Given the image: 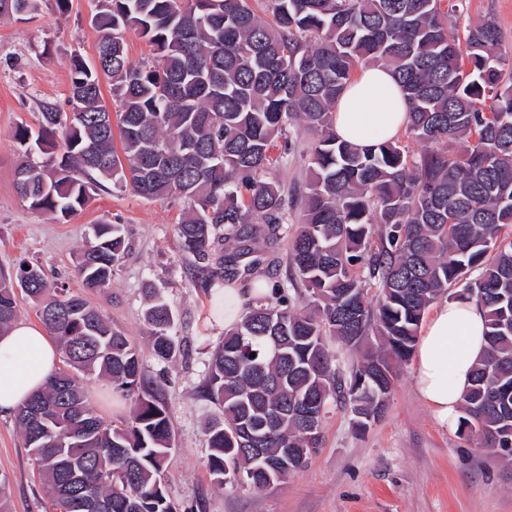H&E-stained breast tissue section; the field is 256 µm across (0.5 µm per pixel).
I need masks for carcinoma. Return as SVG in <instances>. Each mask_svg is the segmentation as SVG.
<instances>
[{
    "label": "carcinoma",
    "mask_w": 512,
    "mask_h": 512,
    "mask_svg": "<svg viewBox=\"0 0 512 512\" xmlns=\"http://www.w3.org/2000/svg\"><path fill=\"white\" fill-rule=\"evenodd\" d=\"M100 0L97 64L75 57L71 111L15 127V185L35 211L64 220L110 182L145 200L178 198L183 250L198 260L224 242L220 267H198L205 290L264 265L263 242L288 241L290 284L248 304L212 357L200 397L219 415L206 430L213 483L263 490L308 466L331 403L365 432L387 407L432 303L458 285L486 313L459 437L512 462V71L488 20L459 36L463 0ZM41 0H0V17ZM155 47L135 64L125 34ZM359 65L390 69L409 103L407 138L367 146L336 137L334 108ZM115 123H103L101 79ZM317 133L288 223V192L269 170L288 163L290 120ZM62 131V142L55 140ZM279 154H274L275 150ZM39 151L47 158L34 163ZM262 223L255 224L253 218ZM379 243H374L373 237ZM123 227L95 225L76 266L82 287L111 284ZM40 304L64 366L17 411L24 447L58 512H194L169 496V410L139 349L36 265L0 274V331L17 318L14 283ZM294 287L289 293L288 286ZM156 358L180 351L176 316L156 297L145 312ZM363 351L351 368L332 345ZM135 398L125 424L105 421L76 375ZM44 419L33 422L32 410Z\"/></svg>",
    "instance_id": "obj_1"
}]
</instances>
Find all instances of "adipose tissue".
I'll return each instance as SVG.
<instances>
[{
    "instance_id": "obj_1",
    "label": "adipose tissue",
    "mask_w": 512,
    "mask_h": 512,
    "mask_svg": "<svg viewBox=\"0 0 512 512\" xmlns=\"http://www.w3.org/2000/svg\"><path fill=\"white\" fill-rule=\"evenodd\" d=\"M409 122L401 86L384 67H359L336 103L334 127L349 143L394 139ZM485 313L476 301L437 306L418 339L415 391L440 424L458 419L471 373L486 348ZM59 349L41 325L19 321L0 332V416L15 413L59 363Z\"/></svg>"
}]
</instances>
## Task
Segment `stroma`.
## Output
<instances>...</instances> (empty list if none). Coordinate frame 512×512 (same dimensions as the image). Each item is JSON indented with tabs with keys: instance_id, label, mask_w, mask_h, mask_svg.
I'll use <instances>...</instances> for the list:
<instances>
[{
	"instance_id": "stroma-1",
	"label": "stroma",
	"mask_w": 512,
	"mask_h": 512,
	"mask_svg": "<svg viewBox=\"0 0 512 512\" xmlns=\"http://www.w3.org/2000/svg\"><path fill=\"white\" fill-rule=\"evenodd\" d=\"M466 2L463 23L495 19L505 44L512 45V0ZM98 9V0H70L62 15L54 0H44L30 19L0 18V272L36 265L52 282L81 293L76 262L94 225H123L127 253L110 286L85 295L138 346L147 378L169 404L175 439L166 472L171 498L196 505L198 512H512V465L434 419L414 389L409 361L398 370L384 415L366 432L355 430L346 407L332 408L323 424V445L308 467L261 491L214 485L205 428L217 410L199 391L225 326L214 292L195 286L198 264L175 232L184 203L145 200L109 185L60 222L29 209L15 186L19 149L12 132L21 123L38 127L44 105L68 111L71 59L78 55L91 64L97 56L91 18ZM289 131L288 164L273 175L291 189L306 179L317 136L296 123ZM151 289L177 318L175 333L184 352L172 362L158 360L151 350L144 319ZM83 386L106 420L119 425L129 419L133 400L99 380ZM0 477L9 484L10 512H52L11 415L0 417Z\"/></svg>"
}]
</instances>
